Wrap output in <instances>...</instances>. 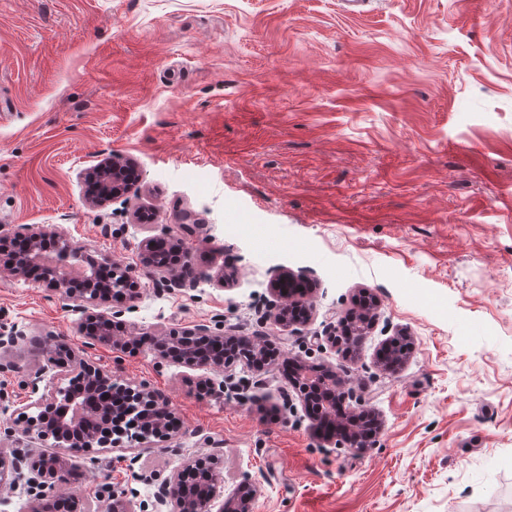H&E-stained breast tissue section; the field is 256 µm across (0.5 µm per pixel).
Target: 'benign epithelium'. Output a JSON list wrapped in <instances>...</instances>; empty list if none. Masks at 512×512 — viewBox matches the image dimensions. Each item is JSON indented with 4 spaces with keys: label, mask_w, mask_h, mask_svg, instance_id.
I'll use <instances>...</instances> for the list:
<instances>
[{
    "label": "benign epithelium",
    "mask_w": 512,
    "mask_h": 512,
    "mask_svg": "<svg viewBox=\"0 0 512 512\" xmlns=\"http://www.w3.org/2000/svg\"><path fill=\"white\" fill-rule=\"evenodd\" d=\"M131 170L130 162L121 156L112 155L102 159L84 174L85 180L98 181L100 188V194L88 196L86 203L93 207L105 206L124 190V185L131 183L128 177ZM47 241L52 242L56 249L55 260L53 265L44 268L40 280L45 287L58 293L66 301L67 307L82 314L79 331L87 339L88 345L109 344L122 351L136 352L147 339L160 359L189 369L227 370L234 365V361L225 358L222 353H207L194 347L192 340L202 339L216 347L234 345L241 348L246 354V368L255 372L264 370L269 343L260 336L215 335L205 324H197L181 334H152L137 327H128L117 320L116 316L95 310V307L110 301L119 279L130 289L129 300L137 299L135 281L128 271L112 259L105 258L101 265L89 258L58 225L50 229L27 228L23 232H12L9 225H0V246L12 249L11 261L7 266L10 276H29L31 269L38 264L41 245ZM165 242L167 236L162 234L139 243L141 262L147 274L159 276L168 288H193L202 280H211L208 272L190 262L180 270L154 263L155 250ZM81 262L89 265L90 273L81 280L82 286L77 288L74 280L67 275V269ZM293 286L292 275L285 271L271 281L275 302L270 306L269 318L286 330L307 325L312 315V309L306 303L286 295L287 290ZM377 307L375 301L362 303L360 311L348 317L350 322L357 325L358 335H366ZM23 340L24 335L17 327L0 326L1 350L16 347ZM396 346L398 343L389 340L380 349L378 362L383 369L390 370L392 364L405 359V355L394 350ZM47 352L48 364L34 375L32 389L35 393H41L38 405H51L57 408V412L50 418H24L25 433H34L41 439L51 437L58 447L70 453L87 452L92 448H104L112 444V419L117 416L125 419L134 415L136 421L154 435L164 437L169 434L170 409L166 399L158 393L144 385L134 389L124 388L122 393L134 392L139 401L148 403L147 413L136 415L138 408L130 405L127 400L122 401L121 408L117 409L112 406L115 383L111 373L95 367L84 355L61 341L47 348ZM292 362L298 376L294 386L303 401L305 413L313 421L317 435L327 441L335 440L352 450L373 447L372 440L376 439L378 432H373L368 442L360 429L333 423V398L338 396L347 400L351 390L341 382L334 383V373L330 370L318 374L312 381L307 379V375L316 371L315 367L298 358L292 359ZM52 371L58 375L63 372L82 373L86 376V383L76 390L59 388L48 377ZM25 468L30 474L28 478L24 477ZM23 479L29 485L49 489L50 494L42 496V499L55 503L66 495V488L70 485L68 458L42 456L36 461H28L15 457L7 461L0 454V488L13 492L20 488ZM207 479L209 488L194 495L189 494L180 476L173 475L165 479L154 494L156 508L166 507L168 512H252V505L261 493L258 484L245 481L226 497L222 472L213 468Z\"/></svg>",
    "instance_id": "obj_1"
}]
</instances>
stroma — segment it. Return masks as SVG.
Masks as SVG:
<instances>
[{
	"label": "stroma",
	"mask_w": 512,
	"mask_h": 512,
	"mask_svg": "<svg viewBox=\"0 0 512 512\" xmlns=\"http://www.w3.org/2000/svg\"><path fill=\"white\" fill-rule=\"evenodd\" d=\"M112 154L131 189L86 204ZM151 221L140 224L138 212ZM0 224L62 226L130 268L121 318L260 336L348 381L383 430L356 452L321 443L280 362L212 372L150 347L87 346L80 315L35 278L0 275V454L36 456L29 381L65 341L123 384L164 396L171 439L69 459L88 512L212 456L253 512H512V0H0ZM169 234L225 285L166 288L139 242ZM314 283L312 319L281 331L269 285ZM377 318L356 351L329 338L361 292ZM407 335L396 369L382 344Z\"/></svg>",
	"instance_id": "35a3bbf8"
}]
</instances>
